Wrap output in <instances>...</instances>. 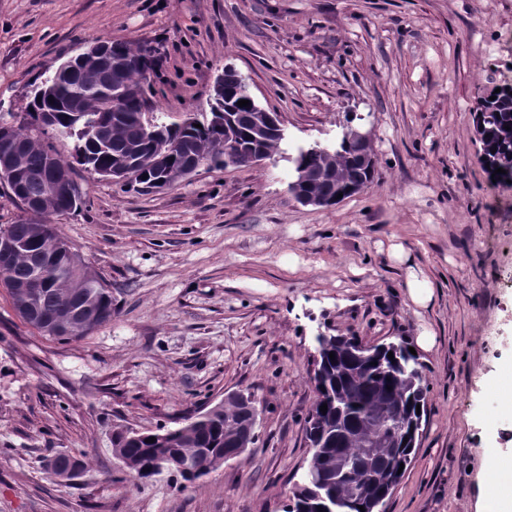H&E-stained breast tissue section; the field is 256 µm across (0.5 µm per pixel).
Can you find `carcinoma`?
<instances>
[{"label": "carcinoma", "instance_id": "cac0c4a2", "mask_svg": "<svg viewBox=\"0 0 512 512\" xmlns=\"http://www.w3.org/2000/svg\"><path fill=\"white\" fill-rule=\"evenodd\" d=\"M109 51L119 55L121 63L110 69H96L76 63L69 75L49 86H34L27 103V121L11 131L13 148L21 152L19 163L24 196L40 201L43 208L31 212L32 218L8 225L19 250L9 269V278L23 283L31 275L49 266L65 282L64 288L50 282L40 288L23 311L13 289H7L11 306L24 323L42 336L56 340H76L88 335L93 327L74 325L57 332L49 330L63 318L65 311L88 309L96 314L100 325L112 318V291L89 266L73 268L67 253L59 250L57 239L40 235L47 213L72 210L69 189L59 185L47 191L52 168L72 171L70 160L99 173L125 160H135L130 187L145 192L151 183L169 177L152 159L165 150L167 142L177 143L170 167L179 169L188 163L224 167V128L208 123L197 128L158 121L161 137L150 143L139 119L144 99L126 96L147 78L152 68L150 51L130 42H104ZM496 99H491V96ZM54 101H49V98ZM247 96L235 87L224 89V96L213 99L210 109L230 117L233 134L239 140L247 165L248 154L255 151L283 152L285 128L262 121V112L253 106L237 105ZM89 114L106 128L103 143L92 144L80 132L82 117ZM52 122L68 130L74 139L71 159H66L52 143L41 139L43 127ZM477 142L481 164L489 174L502 168L504 177L512 176V93L502 90L482 98L475 113ZM288 161L295 169L312 174L303 190L331 206L336 196L354 195L352 188L368 186L375 177V161H366L359 150L340 139L332 147H299ZM357 341L334 336L322 347L319 367L329 388L326 401H316L308 416V439L318 444L313 449L307 472L321 479L297 487L289 512H320V509L352 500L351 512H373L380 495L398 484L393 478L400 466H409L415 448L414 434L419 432L426 411L427 385L422 367L405 343L376 347L374 352L356 349ZM335 359L329 358V353ZM393 353L394 359L387 357ZM327 405V412L320 406ZM421 411H416V405ZM244 436L242 415L230 406L196 418L190 431L185 427L160 428L155 432L126 435L112 434V447L119 449L131 463L129 474L138 480H150L161 474L160 467L178 471L183 480L192 482L205 473L179 471L177 457L198 454L210 466L217 459L238 448ZM154 437L156 441L146 442Z\"/></svg>", "mask_w": 512, "mask_h": 512}]
</instances>
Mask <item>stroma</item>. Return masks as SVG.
<instances>
[{
    "mask_svg": "<svg viewBox=\"0 0 512 512\" xmlns=\"http://www.w3.org/2000/svg\"><path fill=\"white\" fill-rule=\"evenodd\" d=\"M99 39L151 51L165 122L208 111L229 65L290 144L370 133L375 178L314 209L280 157L148 194L74 166L83 204L51 221L112 317L50 340L0 288V512H286L312 454L315 336L411 345L426 329V413L380 510L483 512L487 450L512 456V182L480 164L474 114L512 84V0H0V124ZM411 265L434 286L422 309ZM240 389L258 438L199 480L137 484L113 458L116 427L174 428ZM59 453L84 462L77 484L45 472Z\"/></svg>",
    "mask_w": 512,
    "mask_h": 512,
    "instance_id": "35a3bbf8",
    "label": "stroma"
}]
</instances>
